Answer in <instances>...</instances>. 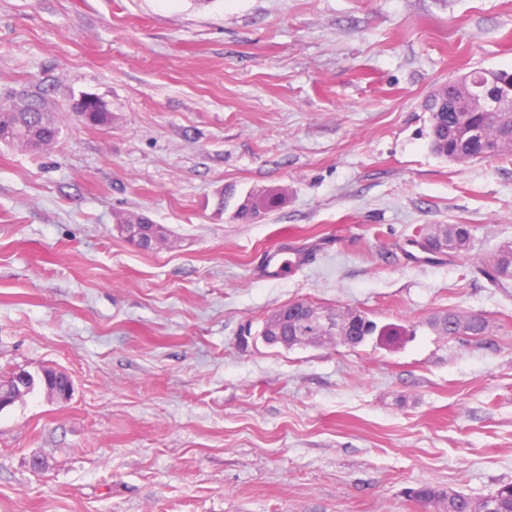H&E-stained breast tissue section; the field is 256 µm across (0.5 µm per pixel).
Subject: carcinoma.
Masks as SVG:
<instances>
[{"instance_id": "1", "label": "carcinoma", "mask_w": 512, "mask_h": 512, "mask_svg": "<svg viewBox=\"0 0 512 512\" xmlns=\"http://www.w3.org/2000/svg\"><path fill=\"white\" fill-rule=\"evenodd\" d=\"M435 92L426 100L425 108L429 112L431 126V152L449 162H468L474 160L507 159L512 157V150L502 148L503 143L512 135V96L500 98L496 105L504 108L502 112H477L473 116L475 128L456 122L452 112L438 109ZM84 116L86 125L92 127H109L112 125V112L107 104L98 97L87 95L79 99L73 107L74 119ZM0 135L7 139V144L23 147L38 153L45 151L56 142L58 126L53 113L44 111L26 103H17L0 108ZM283 191L249 192L237 204L234 218L249 223L257 216H265L284 203ZM118 229L129 231L134 225H143L144 236L161 241L162 235L152 224H143L142 216L119 215L116 218ZM426 241L434 252H448V255H463L469 251L471 233L467 224H432L416 230L411 243L417 245ZM481 274L491 283L507 288L512 284V244L499 246L498 250L479 267ZM314 313L331 318L357 314L360 325L351 329L359 337L356 345H361L369 337L378 335L393 342L402 332L392 327H378L365 312L348 308L344 311L314 307ZM271 318L264 320L266 336H293L299 334L309 337L313 346L319 347L335 341L316 320L306 323V328L296 332L292 322L281 325V331L271 330ZM426 324L439 336H481L487 329L486 320L476 314L465 315L448 310L432 314ZM412 500L421 505L426 512H512V484L501 486L496 492L480 501L438 486H423L412 491Z\"/></svg>"}]
</instances>
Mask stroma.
Masks as SVG:
<instances>
[{"label":"stroma","mask_w":512,"mask_h":512,"mask_svg":"<svg viewBox=\"0 0 512 512\" xmlns=\"http://www.w3.org/2000/svg\"><path fill=\"white\" fill-rule=\"evenodd\" d=\"M475 70L512 72V0H0V104L60 119L40 155L0 144V376L72 383L0 410V512H419L408 489L512 482V287L478 270L512 159L436 157L423 110ZM84 92L111 126L72 120ZM228 187L288 201L244 224ZM422 224L470 225L468 253L414 258ZM298 301L407 335L265 345ZM448 309L486 332L436 335Z\"/></svg>","instance_id":"stroma-1"}]
</instances>
